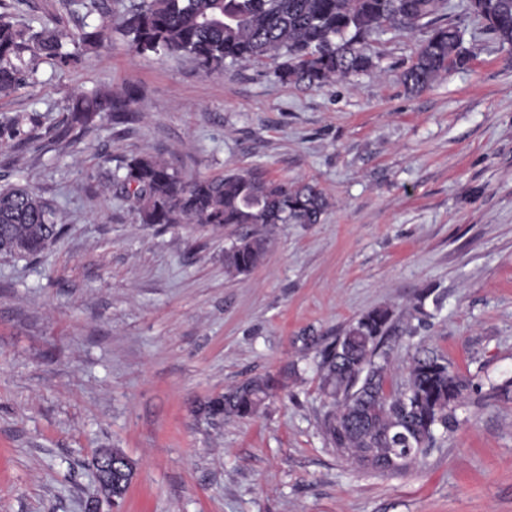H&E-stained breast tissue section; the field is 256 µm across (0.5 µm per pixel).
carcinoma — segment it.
I'll use <instances>...</instances> for the list:
<instances>
[{"label": "carcinoma", "mask_w": 512, "mask_h": 512, "mask_svg": "<svg viewBox=\"0 0 512 512\" xmlns=\"http://www.w3.org/2000/svg\"><path fill=\"white\" fill-rule=\"evenodd\" d=\"M100 23L74 31L35 28L14 12L23 0H0V96L25 84L32 74L25 62L46 58L60 67L77 54L99 48L107 36L106 0H88ZM473 15L499 43L512 45V0H477ZM447 0H129L123 31L131 51L186 54L207 74L229 62L268 59L285 84L321 88L376 67L372 41L386 29H427L401 80L417 94L435 80L464 66L467 51L459 28L443 21ZM73 49H68V46ZM131 97L99 89L68 105L64 139L87 132L104 115L130 110ZM42 125V116L0 114V145H23L25 128ZM134 201L143 224L246 226L224 250V268L248 274L264 260L275 224H318L327 209L321 191L269 178L259 168L185 179L168 160L150 154L131 157L113 174ZM62 212L49 199L19 184L0 185V254L23 259L42 254L64 232ZM391 312L362 314L343 335L320 349L319 387L327 400L321 420L326 442L363 469L403 472L434 447L437 431L457 425V403L470 388L443 356L405 342L409 364L402 376L391 372L387 337ZM276 381L249 378L200 404L207 421L226 416L249 419L269 400Z\"/></svg>", "instance_id": "cac0c4a2"}]
</instances>
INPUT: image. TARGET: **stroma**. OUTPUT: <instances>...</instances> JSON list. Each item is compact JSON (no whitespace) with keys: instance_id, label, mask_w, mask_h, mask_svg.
Returning <instances> with one entry per match:
<instances>
[{"instance_id":"obj_1","label":"stroma","mask_w":512,"mask_h":512,"mask_svg":"<svg viewBox=\"0 0 512 512\" xmlns=\"http://www.w3.org/2000/svg\"><path fill=\"white\" fill-rule=\"evenodd\" d=\"M20 18L77 24L64 0ZM446 18L469 61L418 94L400 75L422 30H388L377 69L307 89L269 61L208 75L132 53L117 8L101 47L0 97V113L43 116L0 149V176L67 212L44 254L0 255V512H512V48L466 0ZM100 86L137 103L54 139L68 99ZM138 154L188 180L259 167L329 207L275 225L264 262L231 274L240 227L143 224L112 188ZM375 308L472 384L457 428L403 473L358 468L320 431V347ZM255 376L278 383L255 417L197 415ZM102 448L134 463L114 500ZM102 453L105 455H112L113 456H122L127 459V469L129 471V474L132 475L133 473V464L130 459L126 457V455L120 451L119 449L115 448H102L100 449L98 453ZM96 454V455H97ZM95 455V457H96ZM112 457H102L100 460L96 461L97 466V474L99 478L100 487L99 490L101 492V489H104L110 493V498H115V496L123 495L122 488L119 485H115L113 489L112 484V470H113V464H112ZM101 488V489H100Z\"/></svg>"}]
</instances>
